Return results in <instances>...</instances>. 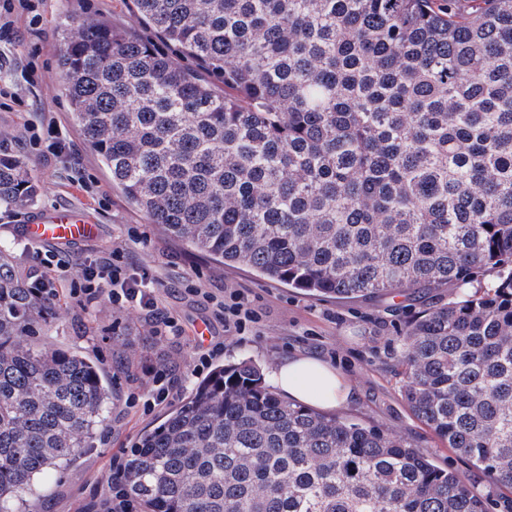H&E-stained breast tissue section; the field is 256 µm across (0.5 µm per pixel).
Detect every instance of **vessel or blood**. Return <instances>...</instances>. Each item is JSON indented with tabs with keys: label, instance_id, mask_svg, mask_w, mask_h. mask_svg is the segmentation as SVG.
I'll return each instance as SVG.
<instances>
[{
	"label": "vessel or blood",
	"instance_id": "vessel-or-blood-1",
	"mask_svg": "<svg viewBox=\"0 0 512 512\" xmlns=\"http://www.w3.org/2000/svg\"><path fill=\"white\" fill-rule=\"evenodd\" d=\"M22 232L33 243L65 248L94 239L98 228L93 221L76 212L55 210L23 225Z\"/></svg>",
	"mask_w": 512,
	"mask_h": 512
}]
</instances>
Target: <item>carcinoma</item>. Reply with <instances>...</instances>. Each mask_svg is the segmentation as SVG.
Returning <instances> with one entry per match:
<instances>
[{"instance_id":"1","label":"carcinoma","mask_w":512,"mask_h":512,"mask_svg":"<svg viewBox=\"0 0 512 512\" xmlns=\"http://www.w3.org/2000/svg\"><path fill=\"white\" fill-rule=\"evenodd\" d=\"M58 67L74 124L169 238L313 295L475 290L418 311L404 397L512 489V0H125ZM36 186L0 148V203ZM48 306L0 248V512L103 431L110 387L38 346ZM143 512H490L392 433L216 367L125 454Z\"/></svg>"}]
</instances>
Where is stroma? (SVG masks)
Returning <instances> with one entry per match:
<instances>
[{"label": "stroma", "instance_id": "stroma-1", "mask_svg": "<svg viewBox=\"0 0 512 512\" xmlns=\"http://www.w3.org/2000/svg\"><path fill=\"white\" fill-rule=\"evenodd\" d=\"M42 10L44 21L39 31H30L27 21L18 23L23 36L16 52L33 64L25 96L56 113L78 149L80 174L92 177L99 193L96 199H89L70 181L65 169L44 164L36 154L14 146V154L29 165L38 193L32 203L21 208L0 205V244L8 247L17 271H24L36 259L49 258L61 263L62 276L71 278L76 274V260L126 243L133 262L150 268L159 278L161 303L179 319L183 333L158 339L143 315L134 310L117 315L106 304L84 309L62 301L53 304L45 327L47 343L64 350L78 349L100 360L111 387L112 409L105 431L89 447L80 449L76 460L35 478L34 492L22 505L24 512H100L112 487L115 457L190 396L206 377L195 369L199 355L218 341L223 342L224 350L213 359L217 365L249 359L268 373L299 356H315L330 363L356 394L350 403L336 407V415L403 437L440 467L471 482L475 491L488 499L490 512H503V502L512 498V492L479 476L469 462L441 443L413 415L403 397L398 350L419 301L409 294L351 302L315 297L260 279L249 269L218 264L207 254L161 234L113 187L107 168L73 124L61 89L57 64L60 33L74 32L76 20L84 18L126 22L122 0H44ZM56 208L89 215L100 226L98 237L67 249L29 248L21 234L23 224ZM192 279L202 282L207 295L186 292ZM224 287L246 291L263 314L259 325L231 340L226 339L223 325L214 321L208 299ZM170 367L176 370V384L164 402L149 410L130 404L131 395L146 391L145 369L163 372Z\"/></svg>", "mask_w": 512, "mask_h": 512}]
</instances>
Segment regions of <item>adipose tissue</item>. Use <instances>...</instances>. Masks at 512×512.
Wrapping results in <instances>:
<instances>
[{
	"instance_id": "obj_1",
	"label": "adipose tissue",
	"mask_w": 512,
	"mask_h": 512,
	"mask_svg": "<svg viewBox=\"0 0 512 512\" xmlns=\"http://www.w3.org/2000/svg\"><path fill=\"white\" fill-rule=\"evenodd\" d=\"M269 382L304 405L336 407L353 396L350 384L336 368L312 356L283 362L270 372Z\"/></svg>"
}]
</instances>
